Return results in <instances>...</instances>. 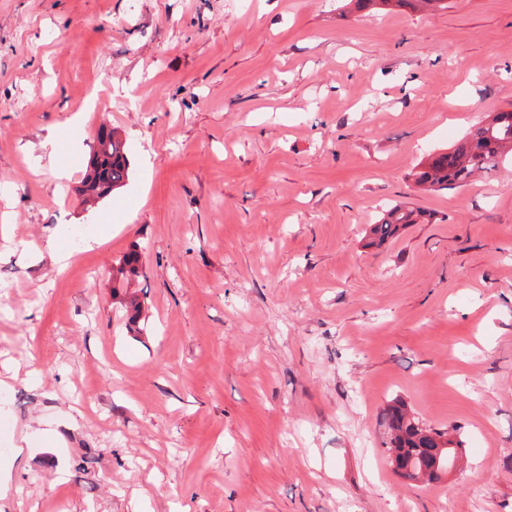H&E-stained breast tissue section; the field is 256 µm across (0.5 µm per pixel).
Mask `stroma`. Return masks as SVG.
I'll return each instance as SVG.
<instances>
[{"label":"stroma","instance_id":"35a3bbf8","mask_svg":"<svg viewBox=\"0 0 512 512\" xmlns=\"http://www.w3.org/2000/svg\"><path fill=\"white\" fill-rule=\"evenodd\" d=\"M344 3L0 0V512H512V167L410 177L512 109V0ZM399 202L435 223L364 248ZM395 395L460 471L393 473ZM354 2L358 10L382 11L391 10L393 7H406L410 9L439 8L447 9L446 0H349ZM130 176V163L125 145L112 130L102 129L98 134V146L90 159L81 181L85 192L94 200L108 197L122 187ZM140 255L138 251H131L124 255L122 260L119 263V267L116 269V274L114 277L115 283H118V286H114L112 289L113 296L119 297L122 296L121 303L124 304L127 312L131 311V322L129 324L135 323L137 319H139L142 314V303L138 297L133 294L128 293L129 288V277L131 275H135L137 272V266L139 264ZM121 288V291H120ZM125 288V291H124ZM124 292V293H123Z\"/></svg>","mask_w":512,"mask_h":512}]
</instances>
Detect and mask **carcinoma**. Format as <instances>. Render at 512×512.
Here are the masks:
<instances>
[{
	"label": "carcinoma",
	"mask_w": 512,
	"mask_h": 512,
	"mask_svg": "<svg viewBox=\"0 0 512 512\" xmlns=\"http://www.w3.org/2000/svg\"><path fill=\"white\" fill-rule=\"evenodd\" d=\"M359 10L382 11L394 7L410 9L448 8L446 0H354ZM512 159V109L494 113L482 125L469 131L456 144L443 152L431 155L419 164L410 176L414 183L424 190L440 191L459 189L470 184L475 177L498 170ZM130 176V163L125 145L112 130L103 129L98 134V146L90 159L81 181L85 191L94 199L108 197L112 191L122 187ZM434 214L421 209L396 204L386 210L379 220L369 225L364 247L379 248L394 238L409 224H430ZM140 255L131 251L124 255L114 277L117 286L113 296L121 298L126 310L131 312V322L142 314V303L138 297L125 292L129 288V277L136 274ZM380 448L387 456L397 452L396 461L415 470L448 466L456 458L457 450L464 448L461 434H451L446 428H434L396 396L388 401L380 415ZM450 437L451 448L441 451L439 457L432 456V450L439 447L438 437Z\"/></svg>",
	"instance_id": "1"
}]
</instances>
